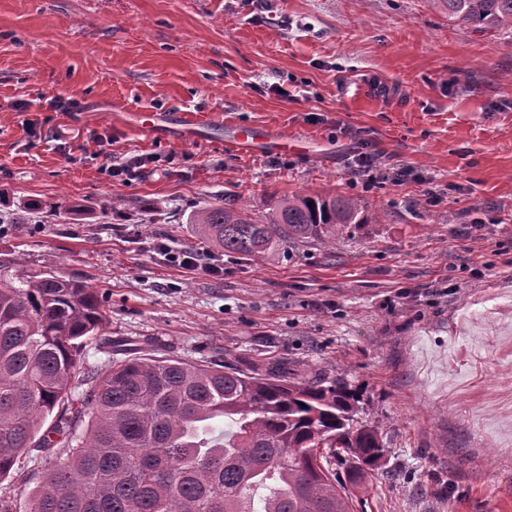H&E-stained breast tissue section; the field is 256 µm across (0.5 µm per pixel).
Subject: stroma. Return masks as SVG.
Returning <instances> with one entry per match:
<instances>
[{"mask_svg": "<svg viewBox=\"0 0 512 512\" xmlns=\"http://www.w3.org/2000/svg\"><path fill=\"white\" fill-rule=\"evenodd\" d=\"M243 126L306 148L238 150ZM308 191L380 221L254 257L188 222ZM63 200L86 213L48 212ZM0 216V276L93 286L109 338L344 378L386 446L355 512H512L511 37L431 0H0ZM45 467L32 448L0 481L9 512H31ZM158 250L164 256V260L174 263L192 274L219 276L224 270L214 263L205 262L204 249L187 248L173 251L168 245L162 243L158 245Z\"/></svg>", "mask_w": 512, "mask_h": 512, "instance_id": "1", "label": "stroma"}]
</instances>
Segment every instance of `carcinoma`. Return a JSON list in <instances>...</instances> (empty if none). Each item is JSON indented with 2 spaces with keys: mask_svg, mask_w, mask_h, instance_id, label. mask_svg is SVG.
Listing matches in <instances>:
<instances>
[{
  "mask_svg": "<svg viewBox=\"0 0 512 512\" xmlns=\"http://www.w3.org/2000/svg\"><path fill=\"white\" fill-rule=\"evenodd\" d=\"M430 2L452 23L512 35V0ZM190 223L224 251L256 256L380 220L355 198L310 192L262 216L209 204ZM105 327L98 293L80 281L0 278V479L27 449L53 447L40 428L55 408L76 402L89 416L81 433L56 420L54 431L69 428L65 457L33 491L31 512H352V490L366 492L383 465L382 434L357 420L342 378L144 357L124 343L74 400L86 340ZM216 419L229 430L214 435Z\"/></svg>",
  "mask_w": 512,
  "mask_h": 512,
  "instance_id": "1",
  "label": "carcinoma"
}]
</instances>
